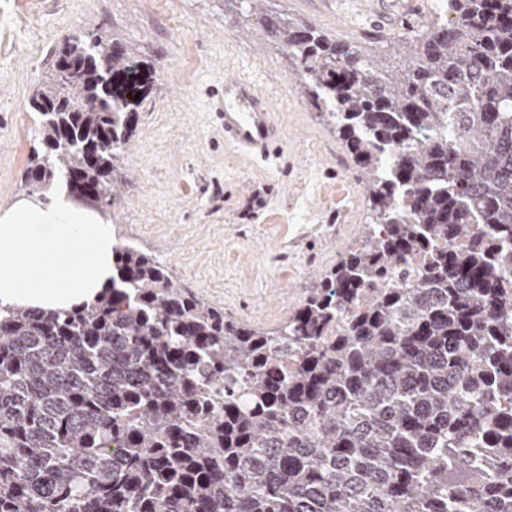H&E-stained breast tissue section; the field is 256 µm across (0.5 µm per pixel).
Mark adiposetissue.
I'll use <instances>...</instances> for the list:
<instances>
[{"mask_svg": "<svg viewBox=\"0 0 512 512\" xmlns=\"http://www.w3.org/2000/svg\"><path fill=\"white\" fill-rule=\"evenodd\" d=\"M117 244L109 217L65 191L0 211V301L68 309L111 287Z\"/></svg>", "mask_w": 512, "mask_h": 512, "instance_id": "obj_1", "label": "adipose tissue"}]
</instances>
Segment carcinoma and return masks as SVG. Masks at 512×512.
<instances>
[{
    "instance_id": "carcinoma-1",
    "label": "carcinoma",
    "mask_w": 512,
    "mask_h": 512,
    "mask_svg": "<svg viewBox=\"0 0 512 512\" xmlns=\"http://www.w3.org/2000/svg\"><path fill=\"white\" fill-rule=\"evenodd\" d=\"M447 2L392 72L267 20L369 209L278 328L132 243L91 302H0V512H512V0ZM151 79L103 27L67 39L29 99L32 191L63 174L106 212Z\"/></svg>"
}]
</instances>
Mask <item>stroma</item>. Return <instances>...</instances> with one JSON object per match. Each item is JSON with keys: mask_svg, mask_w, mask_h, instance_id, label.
Returning a JSON list of instances; mask_svg holds the SVG:
<instances>
[{"mask_svg": "<svg viewBox=\"0 0 512 512\" xmlns=\"http://www.w3.org/2000/svg\"><path fill=\"white\" fill-rule=\"evenodd\" d=\"M30 14L0 50V210L27 197L39 116L29 106L54 50L97 27L152 74L120 160L109 213L118 242L163 261L235 322L273 329L363 233L368 198L344 140L305 100L293 56L266 37L285 13L341 36L373 65L394 64L395 35L436 17L434 0H21ZM245 74L270 98L282 155L253 161L224 144L214 114L224 79Z\"/></svg>", "mask_w": 512, "mask_h": 512, "instance_id": "35a3bbf8", "label": "stroma"}]
</instances>
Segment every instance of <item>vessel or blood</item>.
Masks as SVG:
<instances>
[{
    "mask_svg": "<svg viewBox=\"0 0 512 512\" xmlns=\"http://www.w3.org/2000/svg\"><path fill=\"white\" fill-rule=\"evenodd\" d=\"M216 117L224 128L225 144L251 158H266L283 149V127L265 93L248 76L225 77L224 99Z\"/></svg>",
    "mask_w": 512,
    "mask_h": 512,
    "instance_id": "1",
    "label": "vessel or blood"
}]
</instances>
